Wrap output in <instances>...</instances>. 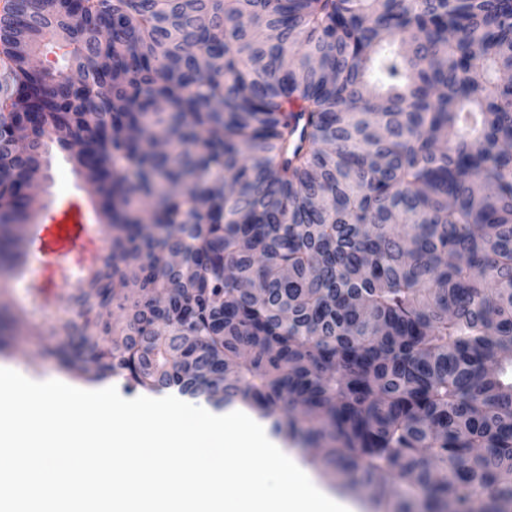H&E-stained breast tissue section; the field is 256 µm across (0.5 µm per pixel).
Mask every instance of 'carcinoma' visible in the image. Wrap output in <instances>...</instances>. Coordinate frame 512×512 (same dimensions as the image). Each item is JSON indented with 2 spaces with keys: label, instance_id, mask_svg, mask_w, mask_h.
Returning a JSON list of instances; mask_svg holds the SVG:
<instances>
[{
  "label": "carcinoma",
  "instance_id": "1",
  "mask_svg": "<svg viewBox=\"0 0 512 512\" xmlns=\"http://www.w3.org/2000/svg\"><path fill=\"white\" fill-rule=\"evenodd\" d=\"M60 51L62 67L33 66ZM512 0H7L0 271L69 155L88 384L241 409L341 489L512 506Z\"/></svg>",
  "mask_w": 512,
  "mask_h": 512
}]
</instances>
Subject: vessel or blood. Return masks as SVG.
I'll list each match as a JSON object with an SVG mask.
<instances>
[{
	"instance_id": "1",
	"label": "vessel or blood",
	"mask_w": 512,
	"mask_h": 512,
	"mask_svg": "<svg viewBox=\"0 0 512 512\" xmlns=\"http://www.w3.org/2000/svg\"><path fill=\"white\" fill-rule=\"evenodd\" d=\"M33 243L42 252H62L80 264L102 251L100 239L88 232L79 215L68 211L60 213L56 220L40 225Z\"/></svg>"
}]
</instances>
